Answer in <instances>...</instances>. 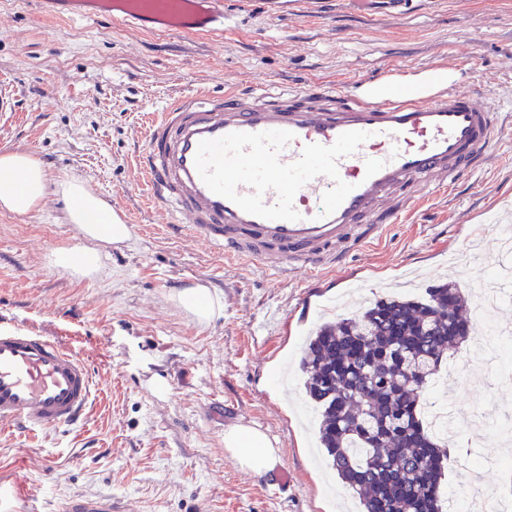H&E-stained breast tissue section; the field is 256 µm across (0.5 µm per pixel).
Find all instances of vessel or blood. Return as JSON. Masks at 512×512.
<instances>
[{
	"label": "vessel or blood",
	"instance_id": "vessel-or-blood-1",
	"mask_svg": "<svg viewBox=\"0 0 512 512\" xmlns=\"http://www.w3.org/2000/svg\"><path fill=\"white\" fill-rule=\"evenodd\" d=\"M55 14L108 18L150 32L198 35L224 27L223 0H48ZM406 89L388 67L353 89L299 92L186 90L144 128L135 160L149 205L170 228L228 262L323 274L348 242L382 237L423 198L512 143L485 98L438 64ZM0 79V120L20 107ZM90 366L76 350L19 324H0V430L31 438L84 422L94 400Z\"/></svg>",
	"mask_w": 512,
	"mask_h": 512
}]
</instances>
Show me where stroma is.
Returning a JSON list of instances; mask_svg holds the SVG:
<instances>
[{
	"label": "stroma",
	"mask_w": 512,
	"mask_h": 512,
	"mask_svg": "<svg viewBox=\"0 0 512 512\" xmlns=\"http://www.w3.org/2000/svg\"><path fill=\"white\" fill-rule=\"evenodd\" d=\"M460 68L472 91L512 114V0H224V31L156 35L107 19L42 15L36 0H0V76L13 79L23 112L0 124V152L41 159L56 181L78 177L123 201L130 246L111 249L106 272L79 278L53 261L81 242L54 185L39 208L0 210V323L26 325L83 355L96 400L76 428L29 440L0 432V483L15 507L62 512L69 497L108 496L112 512H359L317 444L315 412L298 368L328 312L376 296L456 281L477 296L486 270L449 268L463 245L493 252L486 212L512 208V146L461 176L392 225L344 268L311 279L230 264L199 239L170 232L145 204L132 164L146 112L194 85L288 91L351 85L386 67ZM208 286L224 310L209 324L187 316L174 287ZM460 364L438 392L460 420L480 408L512 416V385ZM167 383L156 393L154 377ZM267 433L288 468V487L242 470L224 431Z\"/></svg>",
	"instance_id": "35a3bbf8"
}]
</instances>
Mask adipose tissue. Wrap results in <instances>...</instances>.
<instances>
[{
    "label": "adipose tissue",
    "mask_w": 512,
    "mask_h": 512,
    "mask_svg": "<svg viewBox=\"0 0 512 512\" xmlns=\"http://www.w3.org/2000/svg\"><path fill=\"white\" fill-rule=\"evenodd\" d=\"M51 181L46 165L27 152L0 154V209L26 214L36 210ZM67 204L70 223L76 224L81 246L71 255L61 256V265L71 274L96 276L102 271V259L111 248L127 244L133 237L132 226L113 216L108 203L85 182L72 178L59 182ZM174 303L197 322L209 323L222 310L219 297L208 287L196 283L174 291ZM224 450L242 469L264 474L278 460L277 450L268 435L256 428L235 425L224 433Z\"/></svg>",
    "instance_id": "1"
}]
</instances>
